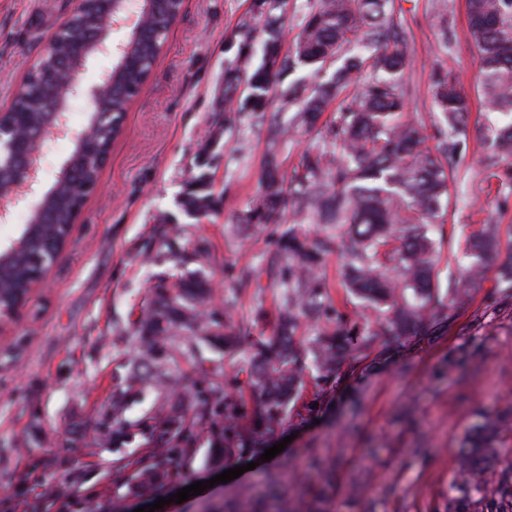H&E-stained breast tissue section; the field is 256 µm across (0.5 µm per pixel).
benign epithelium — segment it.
Segmentation results:
<instances>
[{
  "mask_svg": "<svg viewBox=\"0 0 512 512\" xmlns=\"http://www.w3.org/2000/svg\"><path fill=\"white\" fill-rule=\"evenodd\" d=\"M91 0H77L74 11L52 32L46 44L53 43L59 35L74 28V18L80 14ZM99 12L94 36L87 39L78 36L74 43L78 49L68 54L63 63L57 66L53 88L54 121L48 126L45 137L30 135V126L19 120V113H6L0 110V173L8 168L13 173V184L8 198H2L4 190L0 189V209H12L20 202L32 198L29 224L22 226L18 236L10 240L11 249L21 248L26 240V229L44 222L45 205L50 194L41 188L38 170L18 166L19 160L26 155H37L48 138H67L74 142L84 159L92 163L97 171H102L110 160L111 148L100 143L99 131L103 124L111 119L112 112L102 105L107 96V88L100 84L87 85L83 74L88 65L100 57L121 58L126 45L137 41L144 30L151 28L156 32H167L178 20L181 11L169 8L159 11L155 4L163 0H138L135 7H130V0H96ZM124 31L123 39L112 43V32ZM83 97L89 101L90 110L86 123L79 129L68 124L65 114L71 101ZM99 186V179H94L80 188V196L73 218H78L90 196Z\"/></svg>",
  "mask_w": 512,
  "mask_h": 512,
  "instance_id": "benign-epithelium-1",
  "label": "benign epithelium"
}]
</instances>
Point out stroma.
Here are the masks:
<instances>
[{
	"label": "stroma",
	"mask_w": 512,
	"mask_h": 512,
	"mask_svg": "<svg viewBox=\"0 0 512 512\" xmlns=\"http://www.w3.org/2000/svg\"><path fill=\"white\" fill-rule=\"evenodd\" d=\"M319 0H185L166 48L111 148L100 186L43 288L12 320L0 322V512H136L166 498L161 512H497L491 498L455 486L463 442L476 425L499 421L496 461L479 473L497 483L512 462V291L488 274L466 309H445L401 345L377 344L338 375L313 369L288 413L266 440L287 441L272 460L248 469L251 455L214 458L208 429L155 446L163 419L192 396L195 363L168 364L167 390L128 385L137 351L135 323L162 278L201 270L212 310H229L240 337L236 354L221 337L198 346L219 374L222 399L239 403L234 425L249 422L256 395L241 396L252 343L274 332L279 292L270 261L277 225L257 231L245 216L269 169L292 178L303 156L330 145L340 115L332 100L314 129L297 127L282 93L299 82L314 91L340 59L320 70L289 66L293 44ZM76 0H0V109L10 105L25 70ZM410 63L401 88L409 119L434 135L441 123L433 77L455 79L472 101L454 167L457 180L432 235L441 281L463 279L465 243L482 225H512V158L480 144L494 112L477 88L478 58L468 39L466 0H394ZM278 37H270L269 22ZM287 129L276 154L268 143ZM214 198L190 213L198 183ZM335 243L322 276L330 303L363 323V302L342 277ZM128 389L127 438L112 430V394ZM253 462V461H252ZM160 472L147 484L144 466ZM241 466L239 478L181 503L171 497L196 481Z\"/></svg>",
	"instance_id": "obj_1"
}]
</instances>
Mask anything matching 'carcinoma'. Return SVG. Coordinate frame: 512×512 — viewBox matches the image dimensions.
I'll list each match as a JSON object with an SVG mask.
<instances>
[{
	"label": "carcinoma",
	"instance_id": "carcinoma-1",
	"mask_svg": "<svg viewBox=\"0 0 512 512\" xmlns=\"http://www.w3.org/2000/svg\"><path fill=\"white\" fill-rule=\"evenodd\" d=\"M466 6L468 36L479 58L478 83L493 111L512 112V0H466ZM390 9L389 0H321L295 43L297 60L317 68L325 56L338 55L358 43L359 52L336 71L338 89L351 81L364 53L374 56L384 77L341 113L333 149L305 156L301 171L289 182L269 170L264 190L248 212L247 221L256 226L288 220V228L277 240L285 266L279 272L276 332L254 344L250 363L249 390L259 392L264 400L247 429L214 432L213 447L226 456L260 451L259 438L273 432L281 421L306 364H312L319 380L336 376L345 363L355 361L381 337L398 344L416 335L437 318L443 306L430 224L441 216L449 199L448 178L461 147L470 100L454 82L436 81L435 102L448 130L439 132L431 146L422 127L397 121L406 108L396 78L406 67L407 46L401 24L388 18ZM154 53L150 33L130 49L139 62L149 61ZM112 80L116 84L110 105L119 112L138 83V73L114 72ZM51 86L45 68L14 96L13 110L29 113L34 129L42 126ZM326 104L327 91H314L298 110V125H314ZM485 143L511 156L512 124L492 129ZM76 203L68 184L52 194L45 231L34 234L24 249L0 266V305L10 306L50 259L48 238L66 233ZM338 239L348 254L346 287L378 316L361 326L338 316L332 327L298 340L300 316L319 312L325 305L327 289L319 271ZM503 249L507 257L501 262ZM467 255V276L448 285L452 304H465L469 289L478 287L492 268L500 286L512 289L511 233H502L498 224H486L468 244ZM156 294L157 300L136 329L138 353L129 385L144 380L146 371L156 383H166L167 376L154 370L153 362L162 358L177 336H222L224 349L235 348L229 314L200 309L207 296L202 278L182 274L170 284L163 279ZM126 402L127 391L112 393L114 439L125 434L121 414ZM219 406V398H200L188 411L174 408L163 433L171 440L206 425ZM497 433V426L485 425L464 442L460 490L484 491L474 477L493 458Z\"/></svg>",
	"mask_w": 512,
	"mask_h": 512
}]
</instances>
